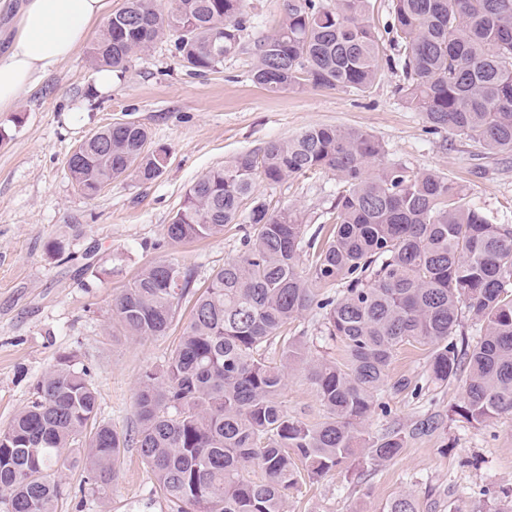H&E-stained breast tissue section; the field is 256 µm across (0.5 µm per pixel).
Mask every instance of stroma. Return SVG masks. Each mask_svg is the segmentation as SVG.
<instances>
[{
    "label": "stroma",
    "mask_w": 512,
    "mask_h": 512,
    "mask_svg": "<svg viewBox=\"0 0 512 512\" xmlns=\"http://www.w3.org/2000/svg\"><path fill=\"white\" fill-rule=\"evenodd\" d=\"M249 23L240 50L219 69L194 74L180 66L172 44L157 42L101 89L87 43L22 93L15 110L0 112V430L32 398L38 377L66 354L76 355L98 392V419L120 436L138 427L135 393L144 371L160 364L190 319L183 303L166 335L125 336L112 313L114 299L146 265L164 260L192 272L204 289L224 262L237 256L249 222L229 224L222 235L188 243L168 241L165 229L186 190L233 157L260 151L269 142L308 127L332 125L374 135L385 160L459 180L491 219L512 224V154L490 156L476 143L430 131L422 113L405 104L398 87L397 49L383 30L392 0H371L385 64L370 92L308 87L273 92L256 84L255 46L274 32L283 0H244ZM136 122L164 147L163 174L144 184L128 176L86 197L68 174L66 161L93 131ZM338 184L329 173L288 178L272 185L256 179L253 199L269 211H296L305 236L325 224ZM322 319L310 309L288 327L308 339V356L340 359L341 344L325 340ZM430 349L401 347L390 379L407 377L418 393L383 387L386 413L368 420L369 437L397 430L404 440L396 459L375 466L357 453L347 467L292 490L286 512H382L394 497L411 496L419 512H483L484 490H512V414L477 425L452 415L463 389L430 378ZM282 401L290 417L315 424L325 408L308 370L289 371ZM439 418L432 433H415L418 422ZM71 466L55 512H177L160 491L136 447L122 449L117 479L106 494L94 491L77 450L64 451Z\"/></svg>",
    "instance_id": "stroma-1"
}]
</instances>
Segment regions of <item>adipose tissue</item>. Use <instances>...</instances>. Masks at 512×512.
Wrapping results in <instances>:
<instances>
[{
  "label": "adipose tissue",
  "mask_w": 512,
  "mask_h": 512,
  "mask_svg": "<svg viewBox=\"0 0 512 512\" xmlns=\"http://www.w3.org/2000/svg\"><path fill=\"white\" fill-rule=\"evenodd\" d=\"M107 8V0H25L0 51V112L66 61Z\"/></svg>",
  "instance_id": "adipose-tissue-1"
}]
</instances>
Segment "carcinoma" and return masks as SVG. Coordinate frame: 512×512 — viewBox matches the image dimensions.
Wrapping results in <instances>:
<instances>
[{"label": "carcinoma", "instance_id": "cac0c4a2", "mask_svg": "<svg viewBox=\"0 0 512 512\" xmlns=\"http://www.w3.org/2000/svg\"><path fill=\"white\" fill-rule=\"evenodd\" d=\"M370 0H285L275 33L257 45L253 78L277 92L311 86L366 91L380 76ZM243 0H124L93 43L94 67L126 69L132 57L174 37L175 56L199 73L241 46ZM386 34L405 74L404 102L435 130L489 155L512 152V0H393ZM146 127L109 125L80 144L67 170L87 196L136 173L150 183L166 153L145 150ZM373 135L318 125L259 153L245 152L198 178L167 225L174 242L220 235L235 224L256 176L272 184L325 172L341 190L324 238H303L300 217L255 205L257 233L224 262L194 301L178 345L138 383V428L120 436L97 421L98 393L76 356H60L37 380L34 399L0 430V503L5 512H54L60 474L76 448L106 493L114 462L133 444L178 512H284L288 491L344 466L365 441L369 418L398 350L430 347L432 381L463 382L451 412L481 424L512 413V225L493 222L454 180L384 162ZM311 251L308 273L299 263ZM315 286H336L317 299ZM193 288L191 272L156 261L113 302L125 335L161 336ZM322 310L323 333L342 361L308 362L306 342L283 331ZM481 323L473 345L457 340L463 314ZM309 364L323 421L288 416L280 396L288 370ZM397 431L367 454L389 462ZM383 512H418L394 498Z\"/></svg>", "mask_w": 512, "mask_h": 512}]
</instances>
